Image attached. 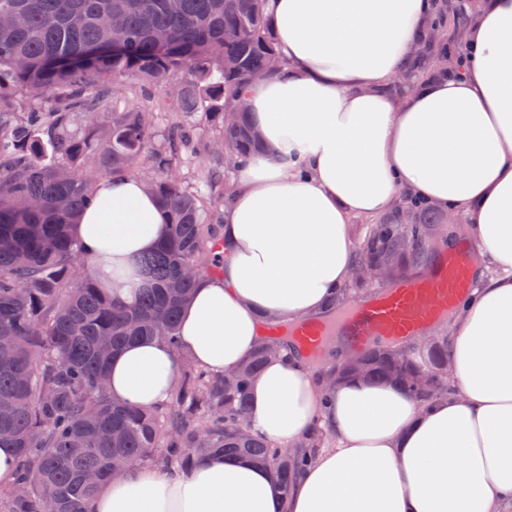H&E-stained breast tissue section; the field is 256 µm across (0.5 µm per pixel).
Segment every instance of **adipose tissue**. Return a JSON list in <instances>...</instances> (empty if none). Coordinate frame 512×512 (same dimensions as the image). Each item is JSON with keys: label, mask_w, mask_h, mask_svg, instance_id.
Returning <instances> with one entry per match:
<instances>
[{"label": "adipose tissue", "mask_w": 512, "mask_h": 512, "mask_svg": "<svg viewBox=\"0 0 512 512\" xmlns=\"http://www.w3.org/2000/svg\"><path fill=\"white\" fill-rule=\"evenodd\" d=\"M430 0H270L286 66L246 91L264 143L224 206L219 273L199 278L180 315L184 353L222 373L269 321L320 315L348 288L353 221L392 212L403 194L467 214L489 272L449 333L454 390L419 406L361 378L329 391L305 360H269L251 392V429L316 449L282 494L269 473L210 455L189 472L137 468L105 485L91 512H501L512 503V0H476L461 74L390 93L422 35ZM74 232L91 273L128 302L135 262L168 234L139 177L117 176ZM111 224L104 242L102 224ZM177 358L159 339L110 360L119 401L165 403Z\"/></svg>", "instance_id": "adipose-tissue-1"}]
</instances>
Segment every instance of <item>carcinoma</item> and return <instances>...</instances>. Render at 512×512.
<instances>
[{"instance_id": "1", "label": "carcinoma", "mask_w": 512, "mask_h": 512, "mask_svg": "<svg viewBox=\"0 0 512 512\" xmlns=\"http://www.w3.org/2000/svg\"><path fill=\"white\" fill-rule=\"evenodd\" d=\"M468 23L455 0H435L408 80L393 92L455 73L454 33ZM285 65L268 0H0V448L19 462L0 512H87L131 464L186 471L208 454L246 457L289 494L307 457L246 424L269 357L301 351L286 325L222 375L189 360L179 335L196 280L221 270L216 225L227 192L217 172L262 149L243 96L254 76ZM132 91L141 105L120 106ZM157 104L202 112L207 127L176 121L158 136ZM209 131L214 164L205 187H193L182 166ZM118 175L143 176L169 224L138 262L144 285L131 303L85 271L72 231L83 210L108 206L98 187ZM436 221L433 209L402 199L370 228L359 264L387 278L431 269ZM143 338L164 341L180 361L169 399L152 408L114 400L107 384L110 358ZM418 339L349 352L358 374L391 379L423 404L451 388L448 340Z\"/></svg>"}]
</instances>
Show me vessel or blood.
<instances>
[{"mask_svg":"<svg viewBox=\"0 0 512 512\" xmlns=\"http://www.w3.org/2000/svg\"><path fill=\"white\" fill-rule=\"evenodd\" d=\"M476 262L473 250L466 246L445 253L439 267L424 278L380 289L372 299L337 316V335L367 346L417 334L470 293Z\"/></svg>","mask_w":512,"mask_h":512,"instance_id":"1","label":"vessel or blood"}]
</instances>
